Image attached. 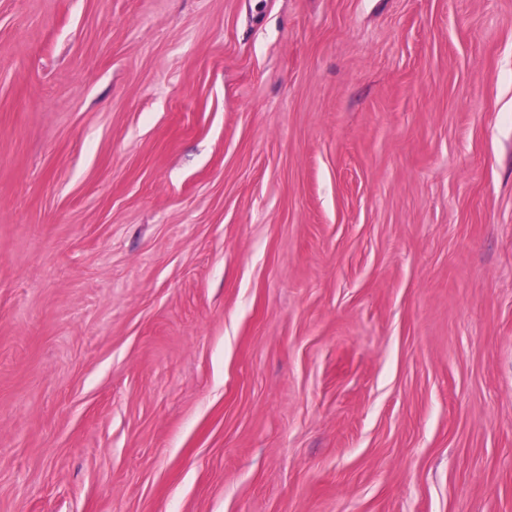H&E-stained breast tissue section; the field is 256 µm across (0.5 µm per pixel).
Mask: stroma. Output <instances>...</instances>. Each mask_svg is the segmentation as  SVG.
<instances>
[{
    "mask_svg": "<svg viewBox=\"0 0 512 512\" xmlns=\"http://www.w3.org/2000/svg\"><path fill=\"white\" fill-rule=\"evenodd\" d=\"M0 512H512V0H0Z\"/></svg>",
    "mask_w": 512,
    "mask_h": 512,
    "instance_id": "obj_1",
    "label": "stroma"
}]
</instances>
